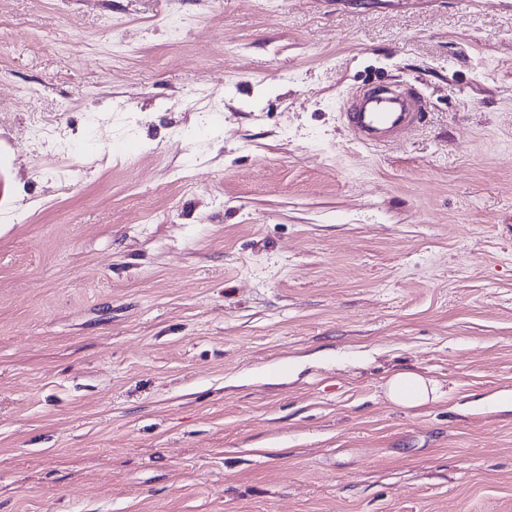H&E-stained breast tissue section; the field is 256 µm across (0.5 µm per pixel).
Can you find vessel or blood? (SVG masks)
Instances as JSON below:
<instances>
[{
  "label": "vessel or blood",
  "instance_id": "vessel-or-blood-1",
  "mask_svg": "<svg viewBox=\"0 0 512 512\" xmlns=\"http://www.w3.org/2000/svg\"><path fill=\"white\" fill-rule=\"evenodd\" d=\"M421 118L416 102L397 87L364 92L346 114L353 138L368 146H381L399 139Z\"/></svg>",
  "mask_w": 512,
  "mask_h": 512
}]
</instances>
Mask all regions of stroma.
Masks as SVG:
<instances>
[{
	"instance_id": "obj_1",
	"label": "stroma",
	"mask_w": 512,
	"mask_h": 512,
	"mask_svg": "<svg viewBox=\"0 0 512 512\" xmlns=\"http://www.w3.org/2000/svg\"><path fill=\"white\" fill-rule=\"evenodd\" d=\"M505 208L512 0H0V512H512ZM345 114L353 138L368 146H381L399 139L422 118L416 102L398 87L364 92ZM386 393L393 403L407 408L422 407L439 397L433 380L409 370L393 372L386 381Z\"/></svg>"
}]
</instances>
